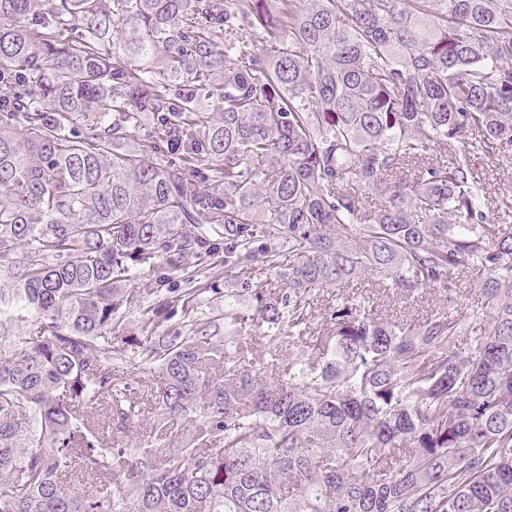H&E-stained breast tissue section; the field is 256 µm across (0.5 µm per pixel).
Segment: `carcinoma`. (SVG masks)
<instances>
[{
	"instance_id": "1",
	"label": "carcinoma",
	"mask_w": 512,
	"mask_h": 512,
	"mask_svg": "<svg viewBox=\"0 0 512 512\" xmlns=\"http://www.w3.org/2000/svg\"><path fill=\"white\" fill-rule=\"evenodd\" d=\"M0 81V512H512V0H0ZM478 167L482 169L483 176L486 178L490 198L495 200L498 193L504 189L511 188L512 191V165L511 167L498 166L487 161L477 160ZM166 277L164 282V286L159 288H184V272L177 271L174 272L168 269H159L155 271H146L140 275V278L132 284L129 288H158L159 279ZM468 271L447 291L442 288L436 291L423 290L408 300L399 298L392 288L381 287L378 278L372 276L362 277L358 282L354 281L351 285L353 288H325L324 292L320 291V299H335L336 293L352 296V292H354V296L359 294L365 297L370 296V305L375 313L384 319L388 318L389 321L401 323L416 321L430 316L436 310L446 307L449 309L457 304L480 307L482 299L480 284L484 280L485 274L473 269ZM122 377V381L127 382L131 384L132 387L138 388L140 390H147V385H149V389H151V386L156 388L157 384L160 382V377L158 374L151 373L147 370L141 369V367L139 368L130 364L126 367V369H124V374Z\"/></svg>"
}]
</instances>
